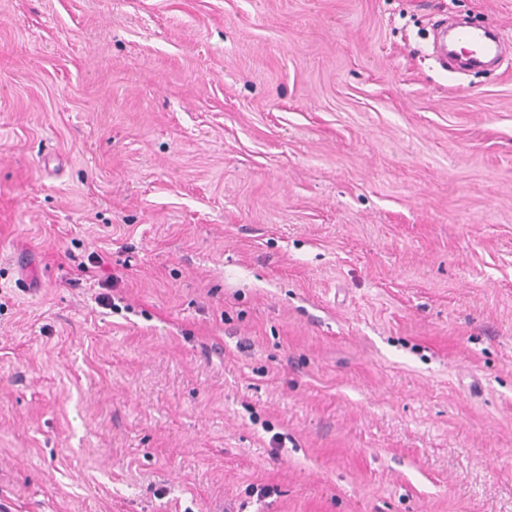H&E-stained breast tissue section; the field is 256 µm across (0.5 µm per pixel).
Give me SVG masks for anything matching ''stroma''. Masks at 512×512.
Segmentation results:
<instances>
[{
	"label": "stroma",
	"mask_w": 512,
	"mask_h": 512,
	"mask_svg": "<svg viewBox=\"0 0 512 512\" xmlns=\"http://www.w3.org/2000/svg\"><path fill=\"white\" fill-rule=\"evenodd\" d=\"M450 14L512 42V0H0L9 512H512V56L442 68Z\"/></svg>",
	"instance_id": "stroma-1"
}]
</instances>
